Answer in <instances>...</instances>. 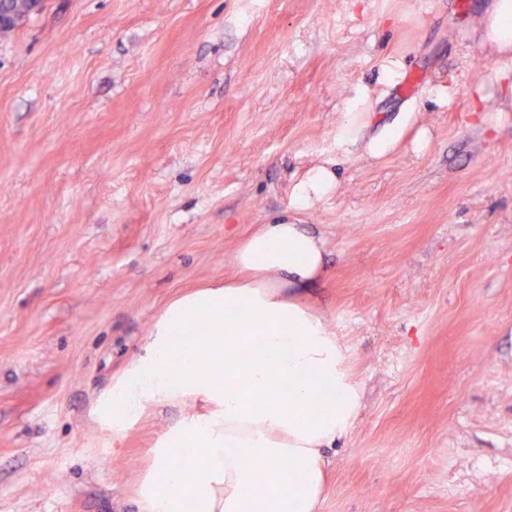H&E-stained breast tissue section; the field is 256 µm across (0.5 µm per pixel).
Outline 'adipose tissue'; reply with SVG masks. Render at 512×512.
Returning <instances> with one entry per match:
<instances>
[{
  "mask_svg": "<svg viewBox=\"0 0 512 512\" xmlns=\"http://www.w3.org/2000/svg\"><path fill=\"white\" fill-rule=\"evenodd\" d=\"M482 43L495 47L512 78V0H490ZM324 165L289 191L294 211L335 188ZM325 241L306 225L266 224L235 253L241 277L173 301L146 353L102 410L113 429L149 404L189 400L196 410L165 433L141 486L145 512H316L326 484V448L355 418L361 392L346 347L299 295L320 279ZM203 340L187 344L191 329ZM182 448L203 464L173 466Z\"/></svg>",
  "mask_w": 512,
  "mask_h": 512,
  "instance_id": "adipose-tissue-1",
  "label": "adipose tissue"
}]
</instances>
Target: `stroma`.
Masks as SVG:
<instances>
[{
    "instance_id": "1",
    "label": "stroma",
    "mask_w": 512,
    "mask_h": 512,
    "mask_svg": "<svg viewBox=\"0 0 512 512\" xmlns=\"http://www.w3.org/2000/svg\"><path fill=\"white\" fill-rule=\"evenodd\" d=\"M485 4L45 0L0 35V512H140L194 406L117 431L96 405L323 162L337 188L297 216L327 240L305 298L362 401L319 512H512V105L473 35ZM344 124L337 138V147L344 152H349L354 147L362 132V117L358 112L344 113ZM400 126L388 129L383 136L376 137L368 144V150L373 157L385 156L399 142Z\"/></svg>"
}]
</instances>
